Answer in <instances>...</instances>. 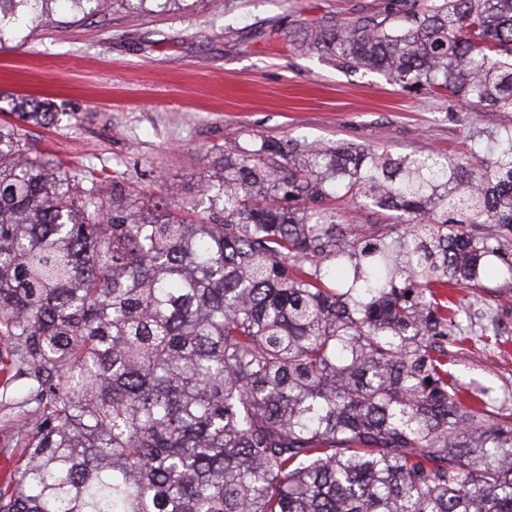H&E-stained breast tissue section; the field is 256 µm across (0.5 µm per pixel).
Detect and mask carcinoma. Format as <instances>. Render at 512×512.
Returning <instances> with one entry per match:
<instances>
[{"label": "carcinoma", "instance_id": "obj_1", "mask_svg": "<svg viewBox=\"0 0 512 512\" xmlns=\"http://www.w3.org/2000/svg\"><path fill=\"white\" fill-rule=\"evenodd\" d=\"M54 2L0 0V42ZM388 2L309 20L304 46L512 109V0ZM338 189L400 212L396 237L306 207ZM203 195L192 219L107 191L0 124V395L24 386L0 512H512V411L448 380L466 303L434 290L507 256L512 129L464 162L253 136ZM346 254L336 290L323 271Z\"/></svg>", "mask_w": 512, "mask_h": 512}]
</instances>
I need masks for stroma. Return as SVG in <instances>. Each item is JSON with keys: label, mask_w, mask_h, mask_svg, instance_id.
<instances>
[{"label": "stroma", "mask_w": 512, "mask_h": 512, "mask_svg": "<svg viewBox=\"0 0 512 512\" xmlns=\"http://www.w3.org/2000/svg\"><path fill=\"white\" fill-rule=\"evenodd\" d=\"M386 0H193L132 13L103 0L83 16L58 0L53 19L0 42V122L14 98L53 101L29 145L69 173L148 199L201 207L226 145L249 135L284 143L347 141L393 155L469 157L476 131L512 127L511 111L466 108L401 90L386 76L339 69L299 47L301 20L382 12ZM68 27H60V20ZM478 290L459 289L467 340L448 371L468 402L512 409V274L494 256Z\"/></svg>", "instance_id": "obj_1"}]
</instances>
